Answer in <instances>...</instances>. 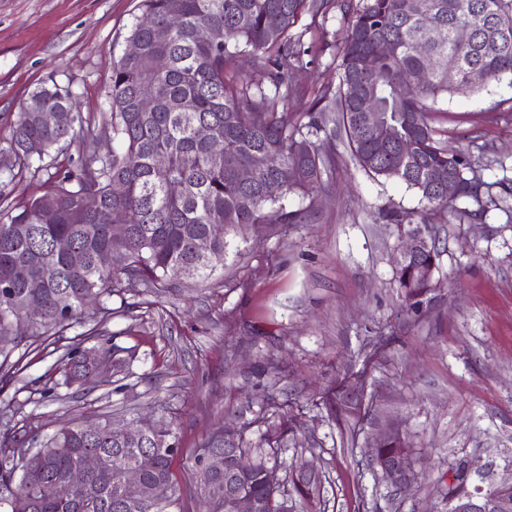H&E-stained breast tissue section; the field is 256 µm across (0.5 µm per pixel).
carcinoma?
<instances>
[{
  "mask_svg": "<svg viewBox=\"0 0 512 512\" xmlns=\"http://www.w3.org/2000/svg\"><path fill=\"white\" fill-rule=\"evenodd\" d=\"M336 0H141L148 14L166 30L159 39L136 21L127 40L141 46L135 58L121 57L112 68L109 86L112 140L119 148L97 155L95 136L86 132L77 158L65 165L44 164L51 151L74 132L73 125L44 124V110L72 108L70 91L56 82L44 83L19 106L9 122L6 146L0 147V175L21 177L45 170L42 194L21 205L0 208V368L8 384L24 369V356L10 362L23 341L63 334L89 322L112 317V296L128 292L170 293L162 287L175 268L190 270L188 279L207 280L224 267L228 246L224 231L242 224H294L298 213L288 210V196L315 205L323 175L336 169L333 138H319L327 124L343 130L350 153L368 175L405 184L425 202L422 210L395 209L385 218L392 224H427L429 216H447L456 206L436 191L440 178L461 169L457 199L480 202L481 189L491 188L475 176L471 157L450 150L435 138L434 104L455 94L480 91L492 81L512 84V0H365L347 18L340 52L337 87L318 91L308 106L288 111L301 90L281 71L290 57L306 66L305 49L298 48L290 28L304 12L328 15ZM489 15L494 34H480L467 48L453 31L466 24L472 11ZM448 28V39L437 41L429 28ZM224 30V41L206 39L205 30ZM380 40L391 43L389 57L371 59ZM252 54L268 71L271 89L245 82L236 72L239 49ZM165 61V67L155 65ZM410 88L406 97L394 85ZM149 94L155 106L138 108ZM376 99L377 119L364 123L360 102ZM206 125L224 150L215 153L196 137ZM261 155L265 165L249 183L237 171ZM165 162L170 181L180 189L172 194L154 180L157 160ZM472 176H467V173ZM279 183L270 196L266 185ZM124 224L128 234L118 238L112 225ZM112 266L102 269L100 254ZM24 266L29 278L15 280L12 271ZM406 299L431 287L404 269L396 274ZM94 297L99 310L87 313L86 299ZM38 309L29 308V303ZM91 330L75 335L58 358L62 381L29 389L16 402V425L0 432V509L4 512H180L183 493L204 495L214 512H224V471L213 473L186 489L174 485L171 461L179 448L172 432H156L148 419L135 420L140 430L134 441L112 437V419L88 430L78 417L50 435L39 431L37 414L29 404L60 399L58 388H97L106 385L84 355ZM113 359L121 372L136 352L111 341L92 345ZM145 451L152 467L141 475L138 503L118 509L117 486L124 470ZM96 454L99 466L79 490L64 498H44L37 486L59 481ZM269 459L260 454L248 469L247 484L263 506L282 500L280 488L266 476ZM448 493L472 485L464 463L452 469ZM169 486L167 500L152 498L158 484Z\"/></svg>",
  "mask_w": 512,
  "mask_h": 512,
  "instance_id": "1",
  "label": "carcinoma"
}]
</instances>
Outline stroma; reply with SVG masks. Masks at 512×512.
Masks as SVG:
<instances>
[{
	"instance_id": "35a3bbf8",
	"label": "stroma",
	"mask_w": 512,
	"mask_h": 512,
	"mask_svg": "<svg viewBox=\"0 0 512 512\" xmlns=\"http://www.w3.org/2000/svg\"><path fill=\"white\" fill-rule=\"evenodd\" d=\"M339 2L328 18L304 14L291 29L314 53L288 81L311 96L338 84L336 49L362 0ZM139 3L0 0V135L52 79L111 151L110 77ZM434 126L485 182L512 177L511 81L440 98ZM324 183L311 222L231 232L224 268L208 281H181L173 296L113 297L112 318L95 329L136 348L130 374L121 391L73 390L38 407L43 433L77 415L127 421L155 410L178 442L173 478L190 486L209 434L258 449L276 432L285 492L308 465L321 480L317 512H448L440 478L461 460L493 463L496 480L512 476V215L432 217L437 267L413 306L396 281L400 232L384 213L420 209L418 192L369 177L341 139ZM393 431L417 461L408 489L386 485L367 454Z\"/></svg>"
}]
</instances>
